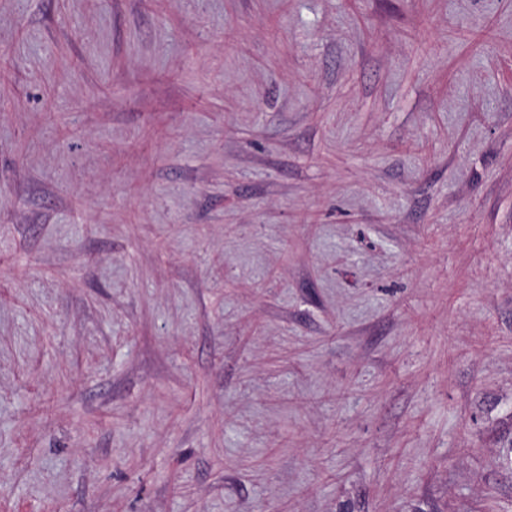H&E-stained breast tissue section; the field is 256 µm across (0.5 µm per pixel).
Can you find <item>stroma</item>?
<instances>
[{
    "mask_svg": "<svg viewBox=\"0 0 512 512\" xmlns=\"http://www.w3.org/2000/svg\"><path fill=\"white\" fill-rule=\"evenodd\" d=\"M512 0H0V512H512Z\"/></svg>",
    "mask_w": 512,
    "mask_h": 512,
    "instance_id": "35a3bbf8",
    "label": "stroma"
}]
</instances>
